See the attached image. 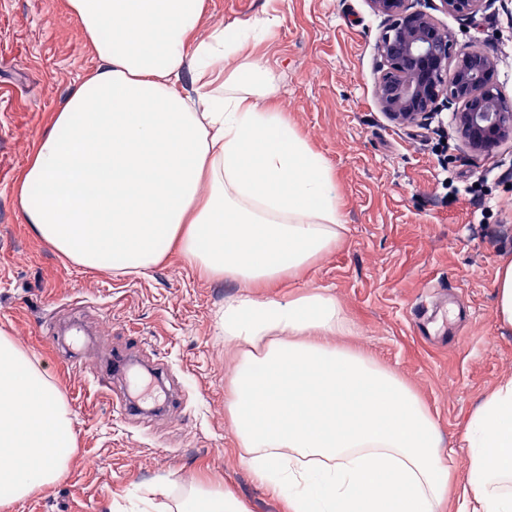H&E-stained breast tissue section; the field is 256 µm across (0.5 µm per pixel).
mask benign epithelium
<instances>
[{
  "instance_id": "obj_1",
  "label": "benign epithelium",
  "mask_w": 512,
  "mask_h": 512,
  "mask_svg": "<svg viewBox=\"0 0 512 512\" xmlns=\"http://www.w3.org/2000/svg\"><path fill=\"white\" fill-rule=\"evenodd\" d=\"M384 17L377 41L380 76L375 99L392 123L425 122L440 107L453 109L455 130L475 154L512 138V101L504 95L497 63L473 45H457L448 28L413 0H366ZM495 0H438L433 9L460 20L476 17Z\"/></svg>"
}]
</instances>
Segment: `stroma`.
<instances>
[{
    "instance_id": "stroma-1",
    "label": "stroma",
    "mask_w": 512,
    "mask_h": 512,
    "mask_svg": "<svg viewBox=\"0 0 512 512\" xmlns=\"http://www.w3.org/2000/svg\"><path fill=\"white\" fill-rule=\"evenodd\" d=\"M278 25L256 51L281 109L336 176L343 241L311 270L259 289L287 300L307 290L339 301L355 343L396 370L429 406L442 454L462 476L468 419L512 375V329L494 315V276L512 256V142L473 156L450 109L397 126L374 97L385 21L366 0H206L201 36ZM458 44L494 57L512 98V0L475 19L441 15ZM93 66L63 0H0V330L39 358L73 419L76 448L52 487L0 512H164L199 474L249 512H284L244 466L224 411L235 363L219 320L233 282L203 276L178 248L139 275L82 267L35 234L15 191L34 142ZM481 182L487 208L465 188ZM137 343L178 392L140 393L145 414H121L107 394L111 348Z\"/></svg>"
}]
</instances>
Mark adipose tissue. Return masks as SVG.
Listing matches in <instances>:
<instances>
[{"label":"adipose tissue","instance_id":"obj_1","mask_svg":"<svg viewBox=\"0 0 512 512\" xmlns=\"http://www.w3.org/2000/svg\"><path fill=\"white\" fill-rule=\"evenodd\" d=\"M94 66L50 119L17 179L26 221L89 268L138 274L172 244L211 277L240 348L225 406L256 480L285 512H448L450 474L429 408L349 344L335 297L256 296L314 266L346 224L332 169L267 89L246 30L198 33L205 0H66ZM462 492L512 512V376L471 414ZM71 414L34 357L0 330V507L57 482ZM176 512H247L199 487Z\"/></svg>","mask_w":512,"mask_h":512}]
</instances>
